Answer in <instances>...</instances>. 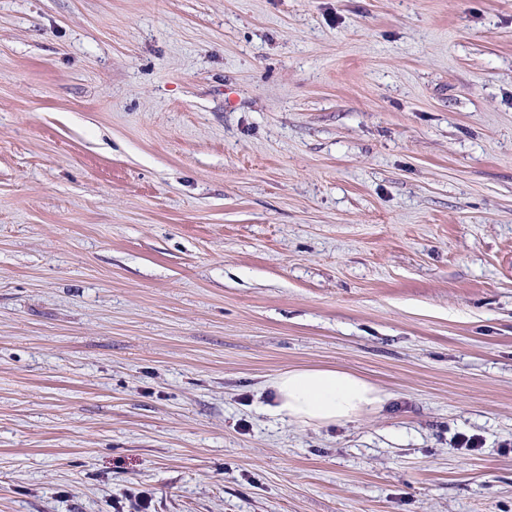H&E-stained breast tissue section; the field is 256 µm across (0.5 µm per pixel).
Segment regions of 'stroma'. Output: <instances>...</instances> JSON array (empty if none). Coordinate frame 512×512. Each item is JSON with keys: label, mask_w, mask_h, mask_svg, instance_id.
I'll list each match as a JSON object with an SVG mask.
<instances>
[{"label": "stroma", "mask_w": 512, "mask_h": 512, "mask_svg": "<svg viewBox=\"0 0 512 512\" xmlns=\"http://www.w3.org/2000/svg\"><path fill=\"white\" fill-rule=\"evenodd\" d=\"M509 257L512 0H0V512H512ZM272 403L263 406L272 417L303 426L328 427L376 410L386 395L365 378L333 367H295L268 383Z\"/></svg>", "instance_id": "stroma-1"}]
</instances>
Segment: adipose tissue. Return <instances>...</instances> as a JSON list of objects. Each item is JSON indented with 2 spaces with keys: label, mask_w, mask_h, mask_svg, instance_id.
<instances>
[{
  "label": "adipose tissue",
  "mask_w": 512,
  "mask_h": 512,
  "mask_svg": "<svg viewBox=\"0 0 512 512\" xmlns=\"http://www.w3.org/2000/svg\"><path fill=\"white\" fill-rule=\"evenodd\" d=\"M273 393L263 410L303 426L328 427L376 410L386 396L371 382L333 367H295L268 384Z\"/></svg>",
  "instance_id": "ef3b65f1"
}]
</instances>
